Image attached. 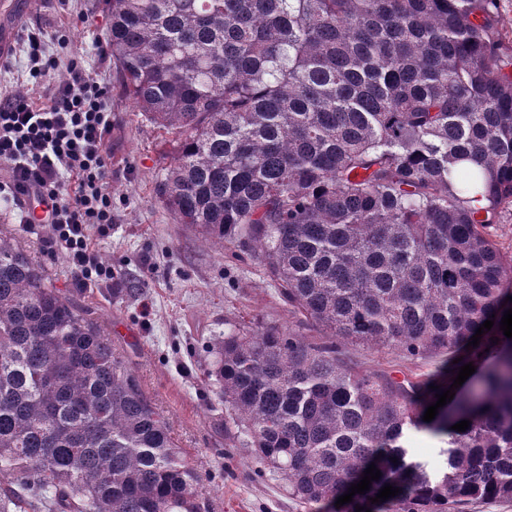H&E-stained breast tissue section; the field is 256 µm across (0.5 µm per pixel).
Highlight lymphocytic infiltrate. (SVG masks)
<instances>
[{
    "label": "lymphocytic infiltrate",
    "mask_w": 512,
    "mask_h": 512,
    "mask_svg": "<svg viewBox=\"0 0 512 512\" xmlns=\"http://www.w3.org/2000/svg\"><path fill=\"white\" fill-rule=\"evenodd\" d=\"M18 43L26 81L42 84L41 100L0 91V161L9 176L0 198L25 200L27 227L45 230L49 247L63 251L77 281H111L89 230L113 222L111 91L93 77L63 32L22 27Z\"/></svg>",
    "instance_id": "f902f5d3"
}]
</instances>
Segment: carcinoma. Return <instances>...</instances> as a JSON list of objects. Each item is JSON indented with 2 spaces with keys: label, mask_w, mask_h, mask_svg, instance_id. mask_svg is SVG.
Wrapping results in <instances>:
<instances>
[{
  "label": "carcinoma",
  "mask_w": 512,
  "mask_h": 512,
  "mask_svg": "<svg viewBox=\"0 0 512 512\" xmlns=\"http://www.w3.org/2000/svg\"><path fill=\"white\" fill-rule=\"evenodd\" d=\"M104 2L126 95L173 135L162 202L212 246H255L299 322L330 336L217 340L228 440L309 507L372 463L380 478L340 512L387 484L400 493L380 512L512 501V263L493 239L512 209V48L492 0ZM338 340L441 364L364 371ZM461 355L485 366L480 389L424 421ZM411 430L445 441L441 475L409 457ZM3 475L0 512L205 510L112 339L0 234Z\"/></svg>",
  "instance_id": "cac0c4a2"
}]
</instances>
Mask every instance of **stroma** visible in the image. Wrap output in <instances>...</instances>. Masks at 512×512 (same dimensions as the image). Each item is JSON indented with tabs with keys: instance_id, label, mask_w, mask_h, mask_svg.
<instances>
[{
	"instance_id": "35a3bbf8",
	"label": "stroma",
	"mask_w": 512,
	"mask_h": 512,
	"mask_svg": "<svg viewBox=\"0 0 512 512\" xmlns=\"http://www.w3.org/2000/svg\"><path fill=\"white\" fill-rule=\"evenodd\" d=\"M35 24L70 32L73 49L112 90V211L115 222L99 236L111 283L78 285L63 253L47 251L42 235L25 230L13 209H0V233L14 236L42 266L48 282L73 294L111 337L146 395L164 410L174 438L200 476L208 512H310L288 494L280 475L263 472L245 448L224 435V404L207 372L216 339L238 325L301 329L315 342L320 327L300 326L253 251L215 249L177 223L157 189L169 160L165 130L150 123L125 95L113 61L98 63L105 37L103 0H0V26L11 32ZM340 350L359 368L423 375L438 358L410 359L393 349L343 342Z\"/></svg>"
}]
</instances>
